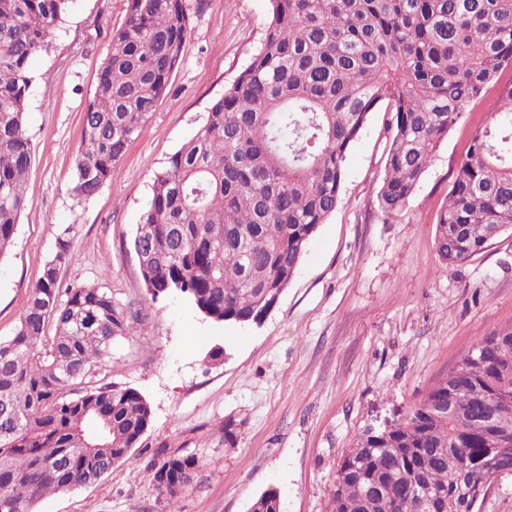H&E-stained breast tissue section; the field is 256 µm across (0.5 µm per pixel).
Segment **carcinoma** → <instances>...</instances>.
I'll return each instance as SVG.
<instances>
[{"mask_svg": "<svg viewBox=\"0 0 512 512\" xmlns=\"http://www.w3.org/2000/svg\"><path fill=\"white\" fill-rule=\"evenodd\" d=\"M70 0H0V258L24 210L33 147L24 129L30 60L53 48ZM250 63L204 125L155 175L133 249L152 296L179 292L218 323H259L277 305L310 238L336 210L345 162L370 115L387 114L389 217L473 102L512 66V0H270ZM190 30L184 0H128L87 104L71 191L97 194L145 131ZM512 231V85L471 133L435 244L464 262ZM66 237L0 342V512H34L47 493L97 482L129 459L151 421L134 389L92 387L117 336L140 332L95 287L61 288ZM480 357L474 362L471 357ZM512 327L481 336L448 375L388 428L365 429L339 465L351 512H409L421 480L436 493L479 482L483 460H512ZM193 454H155L153 486L190 485ZM277 492L249 512H273Z\"/></svg>", "mask_w": 512, "mask_h": 512, "instance_id": "cac0c4a2", "label": "carcinoma"}]
</instances>
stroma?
<instances>
[{
    "instance_id": "1",
    "label": "stroma",
    "mask_w": 512,
    "mask_h": 512,
    "mask_svg": "<svg viewBox=\"0 0 512 512\" xmlns=\"http://www.w3.org/2000/svg\"><path fill=\"white\" fill-rule=\"evenodd\" d=\"M185 4L192 23L182 61L144 133L90 198L71 192L83 115L127 0H72L52 50L29 64L34 161L0 260V341L14 336L66 236L72 260L62 286L110 291L142 327L114 340L112 362L93 383L135 389L151 410L129 461L92 486L42 497L35 512H248L271 488L281 512H329L338 464L357 436L424 396L480 336L512 326V233L462 263L441 259L435 246L455 171L498 87L463 115L389 218L377 205L387 117L373 113L348 155L336 210L260 323L219 324L180 294L151 297L132 239L154 177L248 65L269 19V0ZM159 449L199 460L191 487L173 498L158 494L146 468Z\"/></svg>"
}]
</instances>
